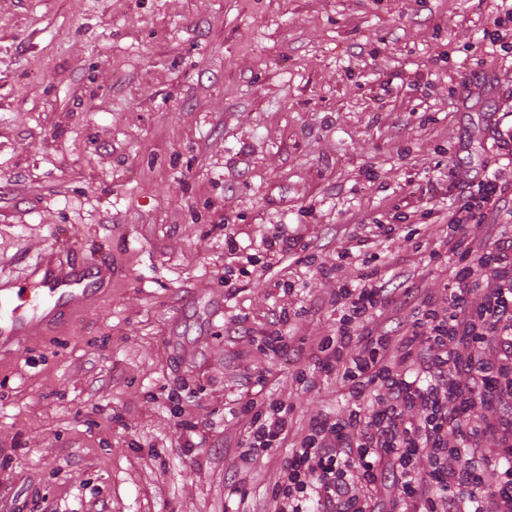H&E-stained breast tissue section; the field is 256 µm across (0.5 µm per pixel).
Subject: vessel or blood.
<instances>
[{
  "label": "vessel or blood",
  "mask_w": 512,
  "mask_h": 512,
  "mask_svg": "<svg viewBox=\"0 0 512 512\" xmlns=\"http://www.w3.org/2000/svg\"><path fill=\"white\" fill-rule=\"evenodd\" d=\"M112 261L104 256L62 255L47 248L24 276L0 281V359L17 354L31 339L49 334L90 310L112 286Z\"/></svg>",
  "instance_id": "obj_1"
}]
</instances>
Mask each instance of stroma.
<instances>
[{
	"instance_id": "35a3bbf8",
	"label": "stroma",
	"mask_w": 512,
	"mask_h": 512,
	"mask_svg": "<svg viewBox=\"0 0 512 512\" xmlns=\"http://www.w3.org/2000/svg\"><path fill=\"white\" fill-rule=\"evenodd\" d=\"M510 43L492 0H0V272L68 243L117 269L0 363V512H267L287 450L241 474L252 381L296 424L346 410L293 352L336 332L321 269L354 225H393L379 268L451 281L453 183L512 194ZM283 308L291 354L233 338Z\"/></svg>"
}]
</instances>
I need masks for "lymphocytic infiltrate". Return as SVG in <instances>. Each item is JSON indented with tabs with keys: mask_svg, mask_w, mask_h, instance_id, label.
Listing matches in <instances>:
<instances>
[{
	"mask_svg": "<svg viewBox=\"0 0 512 512\" xmlns=\"http://www.w3.org/2000/svg\"><path fill=\"white\" fill-rule=\"evenodd\" d=\"M458 189L432 249L458 260L441 293L409 280L391 287L366 261L355 280L327 268L338 282L336 333L309 349L326 378L348 386L351 408L293 427L290 404L261 403L241 468L287 446L272 512H382L361 482L394 488L395 512H512V239L487 222L502 195L496 179ZM478 408L491 415L477 423ZM489 470L501 475L491 486Z\"/></svg>",
	"mask_w": 512,
	"mask_h": 512,
	"instance_id": "f902f5d3",
	"label": "lymphocytic infiltrate"
}]
</instances>
